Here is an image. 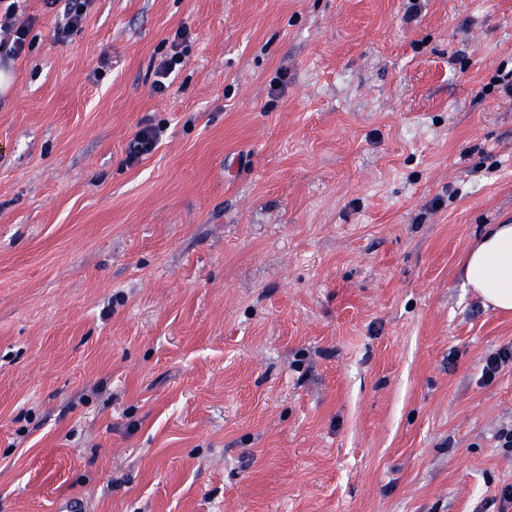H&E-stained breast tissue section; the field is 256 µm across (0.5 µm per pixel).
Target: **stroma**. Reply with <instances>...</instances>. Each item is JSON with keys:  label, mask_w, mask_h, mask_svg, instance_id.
<instances>
[{"label": "stroma", "mask_w": 512, "mask_h": 512, "mask_svg": "<svg viewBox=\"0 0 512 512\" xmlns=\"http://www.w3.org/2000/svg\"><path fill=\"white\" fill-rule=\"evenodd\" d=\"M0 96V512H497L512 0H93ZM191 42L156 91L176 30ZM158 148L125 162L144 122ZM464 286L485 305L512 311V221L490 224L465 256Z\"/></svg>", "instance_id": "1"}]
</instances>
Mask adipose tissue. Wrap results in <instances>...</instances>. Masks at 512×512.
<instances>
[{"instance_id":"1","label":"adipose tissue","mask_w":512,"mask_h":512,"mask_svg":"<svg viewBox=\"0 0 512 512\" xmlns=\"http://www.w3.org/2000/svg\"><path fill=\"white\" fill-rule=\"evenodd\" d=\"M465 285L486 305L512 311V221L493 224L465 256Z\"/></svg>"}]
</instances>
